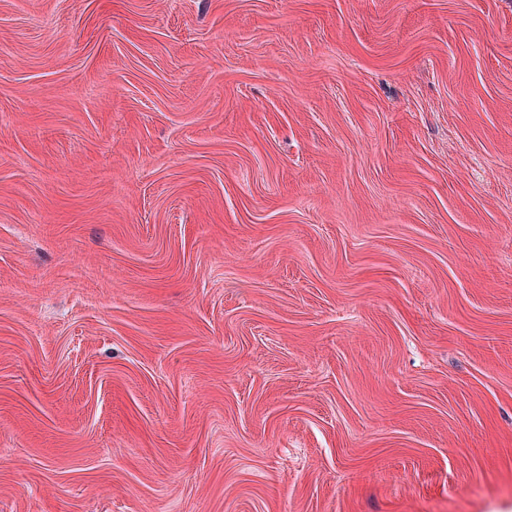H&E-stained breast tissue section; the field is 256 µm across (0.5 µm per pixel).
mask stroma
I'll use <instances>...</instances> for the list:
<instances>
[{
    "label": "stroma",
    "mask_w": 512,
    "mask_h": 512,
    "mask_svg": "<svg viewBox=\"0 0 512 512\" xmlns=\"http://www.w3.org/2000/svg\"><path fill=\"white\" fill-rule=\"evenodd\" d=\"M0 512H512V0H0Z\"/></svg>",
    "instance_id": "1"
}]
</instances>
